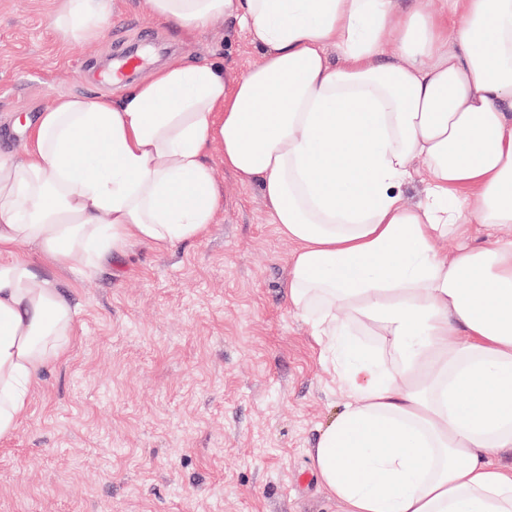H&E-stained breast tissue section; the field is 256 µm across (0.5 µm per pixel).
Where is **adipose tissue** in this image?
Listing matches in <instances>:
<instances>
[{"instance_id":"adipose-tissue-1","label":"adipose tissue","mask_w":512,"mask_h":512,"mask_svg":"<svg viewBox=\"0 0 512 512\" xmlns=\"http://www.w3.org/2000/svg\"><path fill=\"white\" fill-rule=\"evenodd\" d=\"M142 6L186 30L235 16L262 61L237 78L173 63L117 101L56 99L24 158L0 155V440L75 339L60 270L205 236L214 153L292 243L288 302L346 398L310 450L328 497L512 512V472L493 462L512 452V0ZM106 24L103 0H62L52 20L84 40Z\"/></svg>"}]
</instances>
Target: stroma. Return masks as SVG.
<instances>
[{"instance_id": "35a3bbf8", "label": "stroma", "mask_w": 512, "mask_h": 512, "mask_svg": "<svg viewBox=\"0 0 512 512\" xmlns=\"http://www.w3.org/2000/svg\"><path fill=\"white\" fill-rule=\"evenodd\" d=\"M60 3L0 0V152L17 159L56 98H120L106 72L130 47L153 50L142 79L174 61L237 76L261 61L228 16L186 32L107 0L103 36L85 42L51 28ZM210 164L222 198L205 237L63 270L77 338L0 441V512H340L309 451L345 398L288 303L292 246L259 187Z\"/></svg>"}]
</instances>
